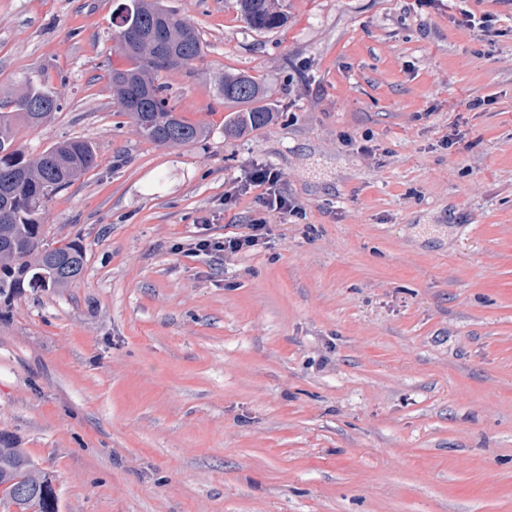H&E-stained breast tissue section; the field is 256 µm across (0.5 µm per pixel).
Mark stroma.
<instances>
[{"mask_svg": "<svg viewBox=\"0 0 512 512\" xmlns=\"http://www.w3.org/2000/svg\"><path fill=\"white\" fill-rule=\"evenodd\" d=\"M118 2L0 0V102L64 98L17 147L97 153L43 216L83 277L0 299V434L58 512H512V0H279L265 32L166 0L205 53L160 80L209 133L164 147L112 93ZM240 72L275 117L228 138ZM257 165L300 215L183 251L261 216L224 199ZM459 14L461 16V18L457 19L459 25L482 32L483 35L492 32L495 24L498 22L491 15H482L477 18L473 12L467 9H460ZM267 218L259 216L247 224V232L224 234V237L203 236L195 239L188 250L210 255H226L250 251L261 245L267 233Z\"/></svg>", "mask_w": 512, "mask_h": 512, "instance_id": "stroma-1", "label": "stroma"}]
</instances>
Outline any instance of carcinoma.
I'll use <instances>...</instances> for the list:
<instances>
[{
	"label": "carcinoma",
	"instance_id": "carcinoma-1",
	"mask_svg": "<svg viewBox=\"0 0 512 512\" xmlns=\"http://www.w3.org/2000/svg\"><path fill=\"white\" fill-rule=\"evenodd\" d=\"M278 0H236L243 21L264 32L280 27L285 15ZM114 37L130 61L126 69L112 70V89L121 112L139 133L157 146L189 145L201 141L207 129L182 118L157 82L164 71L191 65L202 54L195 27L180 18L161 0H123ZM149 88L152 97L141 102L143 112L133 109L134 99ZM226 103L246 104L224 123L233 136L256 130L273 118L259 104L262 87L246 74L228 75L216 87ZM61 109L59 96L34 81H26L14 99L0 103V298L7 301L27 288H68L85 271L86 254L76 240L56 246L46 240L41 222L47 202L76 176L97 164L92 143L81 139L59 141L35 158L16 146L17 128L37 126ZM15 482L0 489V512H58L52 476L18 447L15 439L0 435V477Z\"/></svg>",
	"mask_w": 512,
	"mask_h": 512
}]
</instances>
